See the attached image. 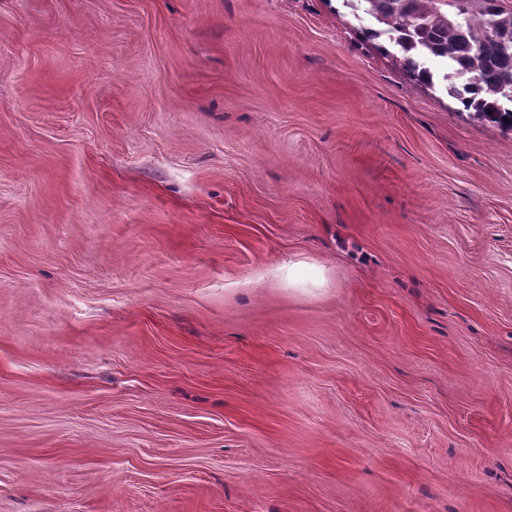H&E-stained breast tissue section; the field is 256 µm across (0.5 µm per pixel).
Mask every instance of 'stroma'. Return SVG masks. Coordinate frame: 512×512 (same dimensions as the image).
I'll return each mask as SVG.
<instances>
[{"label": "stroma", "mask_w": 512, "mask_h": 512, "mask_svg": "<svg viewBox=\"0 0 512 512\" xmlns=\"http://www.w3.org/2000/svg\"><path fill=\"white\" fill-rule=\"evenodd\" d=\"M0 512H512V131L339 0H0Z\"/></svg>", "instance_id": "1"}]
</instances>
